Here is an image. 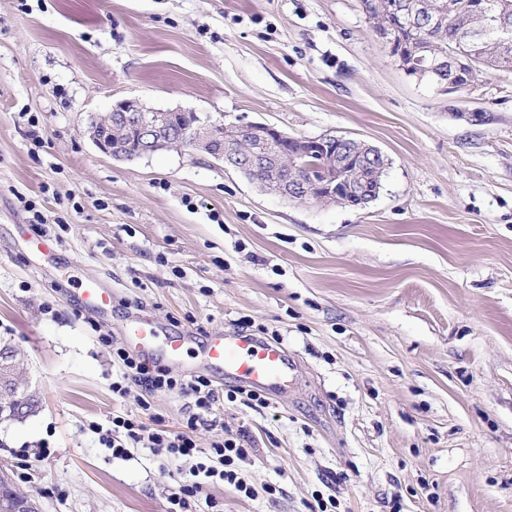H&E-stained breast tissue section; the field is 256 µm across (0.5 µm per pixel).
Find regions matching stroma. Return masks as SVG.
Returning a JSON list of instances; mask_svg holds the SVG:
<instances>
[{
    "mask_svg": "<svg viewBox=\"0 0 512 512\" xmlns=\"http://www.w3.org/2000/svg\"><path fill=\"white\" fill-rule=\"evenodd\" d=\"M125 99L353 137L389 165L354 208L261 192L189 147L119 162L86 127ZM82 281L111 307H83ZM135 316L194 336L248 321L300 366L289 395L220 399L194 431L203 452L243 437L256 491L211 485L195 512H512V72L442 92L361 0H0V344L39 400L0 423V465L42 512H168L194 464L100 441L145 398L186 423L179 392L112 391L102 339Z\"/></svg>",
    "mask_w": 512,
    "mask_h": 512,
    "instance_id": "1",
    "label": "stroma"
}]
</instances>
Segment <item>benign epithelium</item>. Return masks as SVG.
<instances>
[{
  "label": "benign epithelium",
  "instance_id": "obj_1",
  "mask_svg": "<svg viewBox=\"0 0 512 512\" xmlns=\"http://www.w3.org/2000/svg\"><path fill=\"white\" fill-rule=\"evenodd\" d=\"M388 14L406 20L410 27L428 29L432 18L419 13L406 0H388ZM475 59L451 49L448 57L433 61L429 70L435 71L443 65L455 70L469 71V77L476 78ZM168 110L149 109L137 100H123L116 103L109 113L99 120V125L88 130L89 138L96 148L118 161H131L149 156L159 150L178 146L192 147L214 158L234 164L237 169L252 173L259 166L268 174V192L285 195L301 201H319V192L326 190L333 194L339 183L331 173L336 168V159L347 155L346 147L352 139L331 134L309 138L306 143L320 146L316 165L307 162L310 152L307 150L284 151L266 162L259 158L255 150L246 145L243 137L256 133L266 141L286 140L288 136L276 127L266 123H250L241 127L240 138L224 141V125L216 124L210 128V139L201 141L189 138L168 124ZM121 129L130 140L122 143L112 142V131ZM20 359L14 348H0V421L14 418L19 412L11 398V389L19 386ZM0 512H38L36 503L26 494L0 478Z\"/></svg>",
  "mask_w": 512,
  "mask_h": 512
}]
</instances>
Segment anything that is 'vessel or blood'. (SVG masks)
<instances>
[{"mask_svg":"<svg viewBox=\"0 0 512 512\" xmlns=\"http://www.w3.org/2000/svg\"><path fill=\"white\" fill-rule=\"evenodd\" d=\"M79 300L84 306L103 310L112 302L111 291L80 284ZM193 339L162 332L152 321L140 320L126 331V345L142 356L159 355L180 364ZM204 365L216 369L225 380L277 398L298 384L299 374L285 346L246 334L212 332L200 345Z\"/></svg>","mask_w":512,"mask_h":512,"instance_id":"b4317fda","label":"vessel or blood"}]
</instances>
